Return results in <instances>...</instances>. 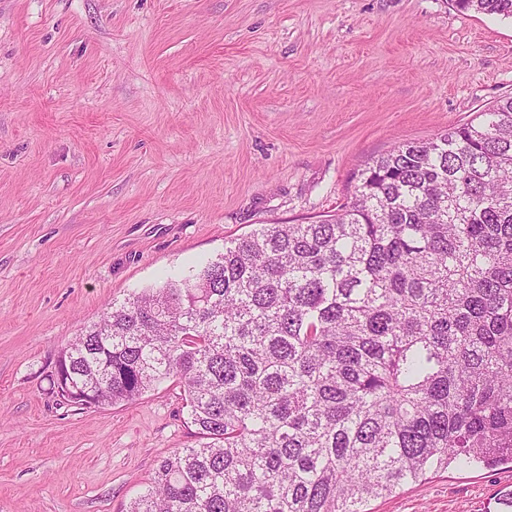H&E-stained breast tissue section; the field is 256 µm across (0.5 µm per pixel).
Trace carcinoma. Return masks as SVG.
Listing matches in <instances>:
<instances>
[{
  "label": "carcinoma",
  "mask_w": 512,
  "mask_h": 512,
  "mask_svg": "<svg viewBox=\"0 0 512 512\" xmlns=\"http://www.w3.org/2000/svg\"><path fill=\"white\" fill-rule=\"evenodd\" d=\"M353 180L333 218L234 238L58 352L102 406L178 379L207 439L128 512H369L452 463L512 464V96Z\"/></svg>",
  "instance_id": "carcinoma-1"
}]
</instances>
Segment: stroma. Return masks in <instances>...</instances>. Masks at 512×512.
I'll list each match as a JSON object with an SVG mask.
<instances>
[{"label":"stroma","instance_id":"obj_1","mask_svg":"<svg viewBox=\"0 0 512 512\" xmlns=\"http://www.w3.org/2000/svg\"><path fill=\"white\" fill-rule=\"evenodd\" d=\"M512 95V19L448 0H0V512H127L201 438L167 380L50 390L112 302ZM512 466L449 467L371 512H486ZM53 387L58 390V396L69 404H76L83 407H92L96 406L97 402L94 397L88 393L80 394L79 390L74 389L72 384L64 381L62 376L59 374L58 380L55 373H53ZM58 381V382H57ZM59 384V386H58ZM58 386V388H57ZM75 390V391H74Z\"/></svg>","mask_w":512,"mask_h":512}]
</instances>
